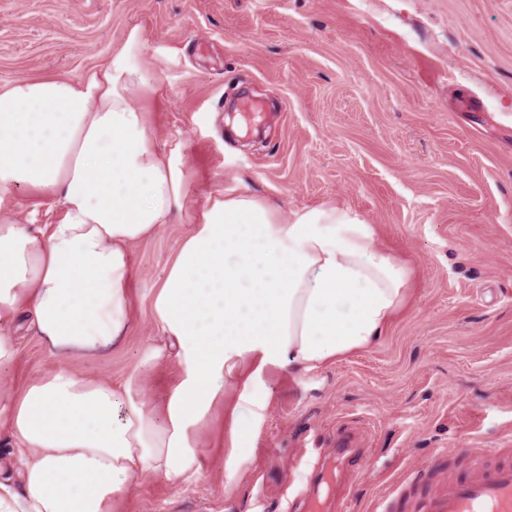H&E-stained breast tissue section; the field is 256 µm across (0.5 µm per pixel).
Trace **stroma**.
I'll list each match as a JSON object with an SVG mask.
<instances>
[{
  "mask_svg": "<svg viewBox=\"0 0 512 512\" xmlns=\"http://www.w3.org/2000/svg\"><path fill=\"white\" fill-rule=\"evenodd\" d=\"M133 27V63L158 75L151 134L192 192L248 191L285 216L349 207L413 275L369 348L251 383L267 406L237 417L253 454L232 488L229 397L198 430L201 473L144 477L113 512H286L340 448L362 458L328 476L333 512H391L403 483L421 496L470 458L498 460L512 440V0H0V83L78 77ZM243 93L260 114L239 135L227 114ZM0 209L61 216L23 189ZM189 228L175 218L134 247L137 324L112 351L73 356L74 371L119 381L136 366L151 292ZM14 341L12 386L54 367L27 329Z\"/></svg>",
  "mask_w": 512,
  "mask_h": 512,
  "instance_id": "35a3bbf8",
  "label": "stroma"
}]
</instances>
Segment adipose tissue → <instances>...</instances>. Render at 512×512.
Returning <instances> with one entry per match:
<instances>
[{"label":"adipose tissue","instance_id":"ef3b65f1","mask_svg":"<svg viewBox=\"0 0 512 512\" xmlns=\"http://www.w3.org/2000/svg\"><path fill=\"white\" fill-rule=\"evenodd\" d=\"M140 42L131 28L77 79L0 83V197L33 189L62 211L49 224L0 212V374L21 321L55 361L20 389L0 384V445L30 450L0 475V512H111L144 475H198V429L228 391L261 417L246 388L266 367L306 374L366 349L409 299L408 264L350 208L286 218L247 193L212 195L152 293L157 334L138 365L118 383L68 367L125 341L132 248L186 207L182 164L157 148L143 104L157 75L129 60ZM168 361L181 374L159 418L144 378Z\"/></svg>","mask_w":512,"mask_h":512}]
</instances>
